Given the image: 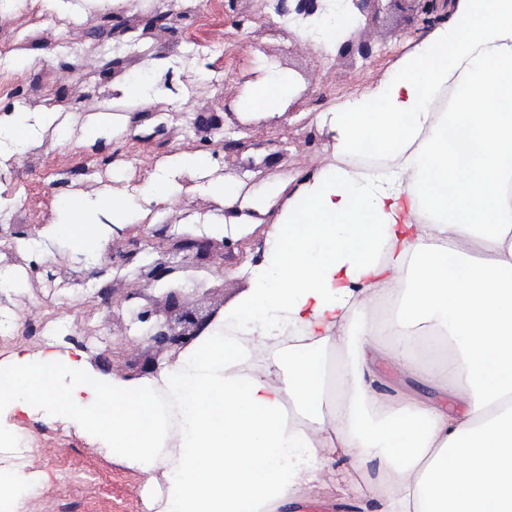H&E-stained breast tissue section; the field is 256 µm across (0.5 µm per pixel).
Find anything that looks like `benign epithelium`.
I'll return each instance as SVG.
<instances>
[{
    "label": "benign epithelium",
    "mask_w": 512,
    "mask_h": 512,
    "mask_svg": "<svg viewBox=\"0 0 512 512\" xmlns=\"http://www.w3.org/2000/svg\"><path fill=\"white\" fill-rule=\"evenodd\" d=\"M294 12L306 19L321 15L328 11L330 0H294ZM348 12L357 19H364L365 26L375 25L385 11H411L421 14H432L448 7V0H343ZM341 54H356L363 59L373 55L372 44L351 33L348 39L339 47ZM161 258L148 266L139 268L138 288L129 292L116 301L121 305L133 298H143L147 304L133 311L134 320L147 325V333L143 342L149 348L162 353L167 351L179 352L192 343L218 318L215 310L205 315L198 313L190 306L189 301L182 298V293L174 289L165 295V302L150 294L148 291L162 279L175 273L186 272L196 267L195 259L209 245L188 236H169L165 242L158 245Z\"/></svg>",
    "instance_id": "7a95c632"
}]
</instances>
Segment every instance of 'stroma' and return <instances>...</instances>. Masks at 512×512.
Returning <instances> with one entry per match:
<instances>
[{
	"label": "stroma",
	"mask_w": 512,
	"mask_h": 512,
	"mask_svg": "<svg viewBox=\"0 0 512 512\" xmlns=\"http://www.w3.org/2000/svg\"><path fill=\"white\" fill-rule=\"evenodd\" d=\"M73 25L85 35L78 47L68 34ZM426 25L424 15L397 14L366 28L374 51L362 60L335 49L315 51L298 24L276 12L270 0H221L215 11L207 0H117L109 6L64 0L51 10L43 0H9L0 9V70L16 73L21 89L0 92V113L52 108L69 114L71 124L66 137L46 134L49 159L38 171H30L27 158L17 154L0 167V183L17 199L23 233L57 220L61 195L51 188L57 172L70 171L71 189L90 195L103 185L80 173L99 145L86 132L87 116L109 111L113 85L136 77L154 83L162 76L179 77L186 92L166 107L139 106L143 122L104 146L115 186L137 194L167 156L206 148L228 183L257 186L299 177L335 161L333 143L317 122L320 113L389 77ZM21 49L38 57L18 72L13 58ZM148 57L164 64L163 74L145 70ZM274 72L294 84L285 110L243 111L245 92ZM201 115L219 121L220 129L198 124ZM226 136L241 141L238 153L224 155L219 142ZM182 185L177 197L151 208L171 233L197 239L204 224L223 218L225 209L197 190L195 180L184 178ZM261 242L260 232L247 234L241 247L226 253L221 276L213 274L211 256L200 258L199 273L212 289L199 299L201 310L232 304L247 286L242 270ZM0 266L28 275L23 287L0 291L1 316L12 318L38 305L55 316L84 314L80 346L93 365L123 377L139 372L148 351L126 346L123 338L144 334V325L131 324L130 303L110 308L100 298L106 290L117 296L129 292L133 267L94 277L61 254L53 290L29 276L30 260L23 253L0 256ZM19 438L25 467L47 475L28 504L30 512H149L141 475L113 460L111 450L91 446L59 425L30 424Z\"/></svg>",
	"instance_id": "stroma-1"
}]
</instances>
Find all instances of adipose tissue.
<instances>
[{"label": "adipose tissue", "instance_id": "adipose-tissue-1", "mask_svg": "<svg viewBox=\"0 0 512 512\" xmlns=\"http://www.w3.org/2000/svg\"><path fill=\"white\" fill-rule=\"evenodd\" d=\"M448 89L449 111H435ZM179 96L127 82L90 125L108 139L126 107ZM60 124L51 109L11 112L0 159ZM319 125L336 161L295 185H228L210 152L175 153L138 200L74 191L62 222L18 237L37 264L62 244L73 262L102 258L185 175L226 204L207 236L264 229L247 288L153 374L14 352L0 358V412L111 449L142 474L153 512H285L336 459L358 473L379 461L378 484L343 489L378 512H512V0H454L390 78ZM379 305L383 324L368 316ZM384 362L430 396L383 397ZM460 389L464 408L445 407ZM43 478L0 471V512H22Z\"/></svg>", "mask_w": 512, "mask_h": 512}]
</instances>
